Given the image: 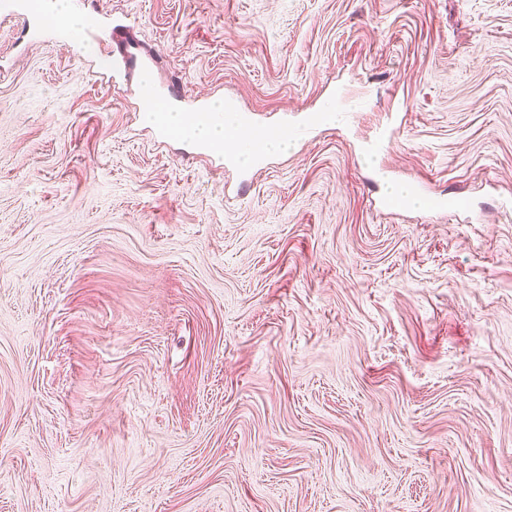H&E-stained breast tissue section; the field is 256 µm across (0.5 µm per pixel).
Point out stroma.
Here are the masks:
<instances>
[{
	"label": "stroma",
	"mask_w": 512,
	"mask_h": 512,
	"mask_svg": "<svg viewBox=\"0 0 512 512\" xmlns=\"http://www.w3.org/2000/svg\"><path fill=\"white\" fill-rule=\"evenodd\" d=\"M98 2L0 25V512H512V0ZM100 53L290 145L184 161ZM12 7L1 9L5 18H12L18 27L20 37L28 41L37 40L46 30L54 28L43 14H37L30 10L27 1H11ZM25 2V3H19ZM41 6L48 15L64 28L75 29L78 24L83 25L86 22V18L79 20L69 13L65 0H43Z\"/></svg>",
	"instance_id": "35a3bbf8"
}]
</instances>
